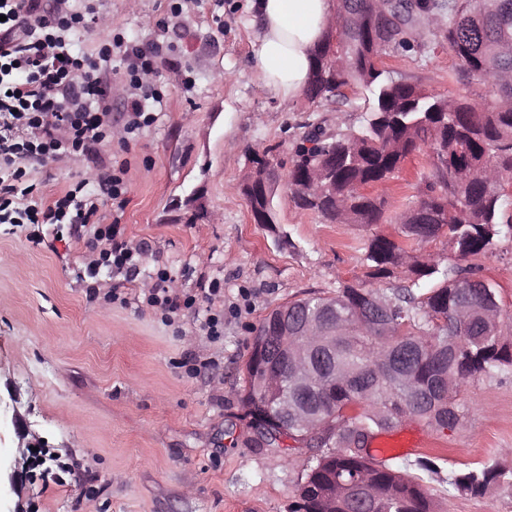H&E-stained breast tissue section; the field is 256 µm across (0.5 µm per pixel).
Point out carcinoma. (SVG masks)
Segmentation results:
<instances>
[{
  "instance_id": "obj_1",
  "label": "carcinoma",
  "mask_w": 512,
  "mask_h": 512,
  "mask_svg": "<svg viewBox=\"0 0 512 512\" xmlns=\"http://www.w3.org/2000/svg\"><path fill=\"white\" fill-rule=\"evenodd\" d=\"M350 8L356 17L347 19L336 60H325L324 43L315 50L314 77L305 96L311 103L328 102L340 96L342 87H360L370 103L364 123L349 132L308 123L285 161L264 148L273 165L263 204L273 206L275 184L282 181L298 208L317 213L326 223L382 224L386 200L365 189L394 178L408 155L427 153L430 170L422 175L418 200L411 206L426 220L407 224L403 212L390 222L399 225L406 241L447 238L456 263L442 269L432 255H411L403 243L377 235L365 252L368 277L380 281L401 268L409 273L406 280L387 293L341 283L334 295L288 302V311L294 312L336 301V323L344 324L343 335L336 339V358L356 359L359 372L358 382L345 387L333 365L321 362L310 396L324 407L329 436L312 456L292 512H318L324 501L336 503V512H347L350 505L342 497L341 482L375 462L371 451L360 454L361 438L393 431L407 420L446 429L452 419L465 417L458 395L469 377L512 374V321L503 319L495 284L483 277L480 266L467 263L492 251L501 237L512 236V223L503 221L505 181L512 179V81H507L512 77V0H485L481 9L476 0H420L412 13L388 3L394 21L384 29L372 27L368 0H353ZM417 27L444 32L459 61L458 75L491 81L495 100H457L383 78L382 55L407 48L405 36ZM318 135L324 136L322 154L336 156V167L329 194L314 202L306 198V189L323 169L306 143ZM422 279L430 288L419 294ZM469 280L474 287H458ZM377 299L386 304L384 335L350 330L356 313ZM460 300L495 307L496 322L462 325L452 312ZM411 348L408 384L370 363L381 349ZM256 379V371L247 366L243 407L265 422L280 421L276 407L281 391H260ZM371 479L375 512H436L421 477L380 462ZM451 484L479 497L494 485L512 487V469L498 464L471 467L453 474Z\"/></svg>"
}]
</instances>
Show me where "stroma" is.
<instances>
[{
  "instance_id": "obj_1",
  "label": "stroma",
  "mask_w": 512,
  "mask_h": 512,
  "mask_svg": "<svg viewBox=\"0 0 512 512\" xmlns=\"http://www.w3.org/2000/svg\"><path fill=\"white\" fill-rule=\"evenodd\" d=\"M90 3L97 20L78 41L84 52L120 33L170 43L179 66L160 64L157 121L124 149L125 68L113 59L111 145L27 168L48 202L94 181L100 164L127 163L124 209L104 200L100 214L119 219L129 243L143 247L140 273L99 275L127 304L88 301L87 239L70 225L0 224V512H291L311 457L285 443L260 445L244 416L238 392L254 331L275 306L364 282L370 237L395 239L399 230L324 223L281 185L276 223H252L241 191L245 154L289 148L308 122L355 128L364 102L351 90L321 103L275 98L249 65L257 34L250 0H185L176 18L166 0ZM411 39L414 50L383 57L393 79L452 98L487 94L483 81L458 77L443 33L417 30ZM429 162L414 155L382 184L388 215L413 205ZM478 262L512 317V238ZM160 268L181 294L196 293L202 278L223 281L222 336L201 332L193 311L174 328L138 302ZM197 359L210 367L193 369ZM459 400L462 427L408 421L391 431L427 442L391 463L413 474L418 458L438 461L440 473L424 477L438 512H512V490L473 497L448 483L449 472L469 467L512 468V377L472 376ZM34 437L45 452L28 449Z\"/></svg>"
}]
</instances>
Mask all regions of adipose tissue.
Instances as JSON below:
<instances>
[{"instance_id":"adipose-tissue-1","label":"adipose tissue","mask_w":512,"mask_h":512,"mask_svg":"<svg viewBox=\"0 0 512 512\" xmlns=\"http://www.w3.org/2000/svg\"><path fill=\"white\" fill-rule=\"evenodd\" d=\"M258 27L253 69L271 93L283 100L303 94L312 53L336 15L334 0H253Z\"/></svg>"}]
</instances>
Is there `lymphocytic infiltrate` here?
I'll return each instance as SVG.
<instances>
[{
	"label": "lymphocytic infiltrate",
	"instance_id": "1",
	"mask_svg": "<svg viewBox=\"0 0 512 512\" xmlns=\"http://www.w3.org/2000/svg\"><path fill=\"white\" fill-rule=\"evenodd\" d=\"M93 21L89 10L75 8L74 0H54L48 11L43 0H0V158L15 168L11 178H0V214L9 213L19 198L32 193V186L23 183L27 164L62 155L79 157L111 142V100L101 74L113 57L125 65L126 137L138 135L156 120L153 107L162 98L150 78L166 60L169 45L158 40L144 45L118 35L101 45L96 55L76 51L75 39ZM125 173L122 166H101L97 194L85 195L86 184L79 181L52 201L23 210L31 224L87 228L91 250L86 291L93 302L112 304L120 299L117 290H102L97 280L101 270L132 276L143 255L122 240L119 222L105 224L99 217L100 198L124 207ZM170 281L167 270H157L152 287L142 294L143 304L158 309L170 326L182 310L205 301L199 328L208 336H221L224 316L212 306L224 295L223 283L200 280L195 296L174 292Z\"/></svg>",
	"mask_w": 512,
	"mask_h": 512
}]
</instances>
